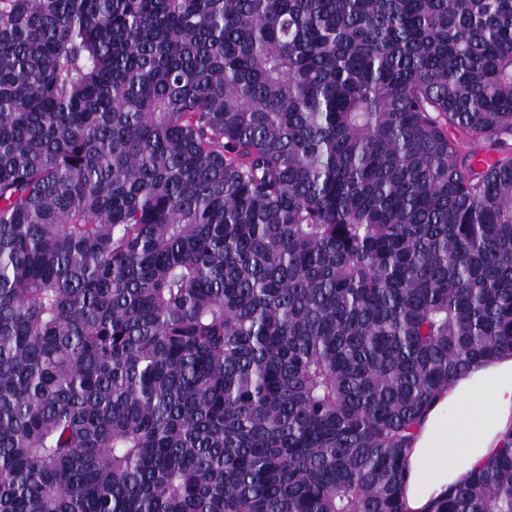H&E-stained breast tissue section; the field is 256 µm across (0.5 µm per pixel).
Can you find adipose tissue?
Wrapping results in <instances>:
<instances>
[{"label": "adipose tissue", "mask_w": 512, "mask_h": 512, "mask_svg": "<svg viewBox=\"0 0 512 512\" xmlns=\"http://www.w3.org/2000/svg\"><path fill=\"white\" fill-rule=\"evenodd\" d=\"M512 439V355L473 364L430 406L406 459V512H430L449 487Z\"/></svg>", "instance_id": "adipose-tissue-1"}]
</instances>
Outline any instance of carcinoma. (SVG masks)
Instances as JSON below:
<instances>
[{
  "instance_id": "cac0c4a2",
  "label": "carcinoma",
  "mask_w": 512,
  "mask_h": 512,
  "mask_svg": "<svg viewBox=\"0 0 512 512\" xmlns=\"http://www.w3.org/2000/svg\"><path fill=\"white\" fill-rule=\"evenodd\" d=\"M502 352L512 0H0V512H404Z\"/></svg>"
}]
</instances>
